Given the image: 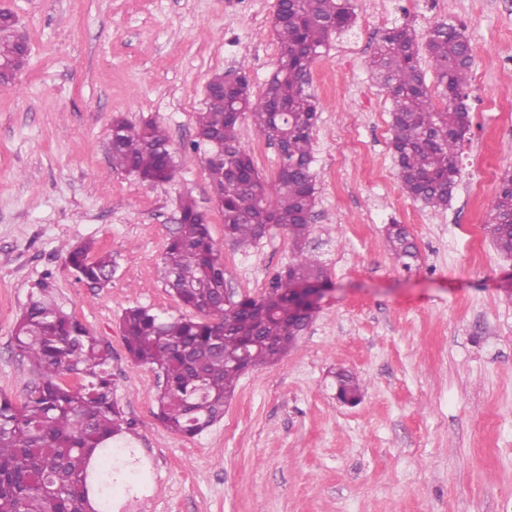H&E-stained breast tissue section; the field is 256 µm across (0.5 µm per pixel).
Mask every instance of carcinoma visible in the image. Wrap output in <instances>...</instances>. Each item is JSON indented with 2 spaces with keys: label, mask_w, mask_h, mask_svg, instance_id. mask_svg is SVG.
Listing matches in <instances>:
<instances>
[{
  "label": "carcinoma",
  "mask_w": 512,
  "mask_h": 512,
  "mask_svg": "<svg viewBox=\"0 0 512 512\" xmlns=\"http://www.w3.org/2000/svg\"><path fill=\"white\" fill-rule=\"evenodd\" d=\"M279 21L272 24L279 46L277 69L257 95L243 102L207 99L195 113V146L208 151L206 169L215 202L224 216V239L248 249L265 237L263 222L287 230L294 258L276 272L268 294L224 300V264L213 243L206 215L184 199L180 223L163 253L169 292L196 318H167L145 307L121 316L131 359L162 373L157 418L169 429L194 437L224 416L239 379L249 369L277 362L294 347L303 320L290 289L326 279V269L309 250L318 188L312 171L313 132L318 106L297 78L314 63L334 33L350 31L356 19L352 0H279ZM25 35L11 15L0 16V90L15 85L28 54ZM464 26L441 21L419 42L408 25L384 31L370 61L376 82L390 100L391 140L398 177L405 193L423 207H448L460 174L458 154L471 127L465 99L473 61ZM429 57L436 79L430 90L421 67ZM441 97L438 109L433 93ZM277 102L288 111L273 112ZM252 119L260 137L279 156L275 179H261L237 128ZM108 150L112 168L145 186L170 181L177 163L164 129L154 121L139 127L115 119ZM482 230L497 250L512 256V172L498 185L489 222ZM388 251L405 267L418 250L406 228L385 230ZM88 243L66 251V263L79 279L105 281L112 256H93ZM18 351L37 375L18 404L0 395V512H114L112 485L135 470L133 448H114L128 431L114 399L111 354L74 316L62 311L42 290L30 300L13 335ZM76 378L75 385L64 381ZM364 388L348 370L336 372V398L356 405Z\"/></svg>",
  "instance_id": "obj_1"
}]
</instances>
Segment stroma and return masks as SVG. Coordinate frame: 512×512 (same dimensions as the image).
<instances>
[{
  "label": "stroma",
  "instance_id": "1",
  "mask_svg": "<svg viewBox=\"0 0 512 512\" xmlns=\"http://www.w3.org/2000/svg\"><path fill=\"white\" fill-rule=\"evenodd\" d=\"M454 2L446 14L434 0H386L376 23L354 0L353 29L312 64V245L334 290L298 345L247 371L223 418L187 437L157 419L160 378L131 360L120 317L133 306L189 316L161 261L181 199L206 214L233 297L266 294L294 257L279 226L245 251L225 242L205 155L191 146L214 74L246 69L258 94L274 72L276 0H0L30 47L15 88L0 92V393L25 397L33 375L12 336L31 295L47 289L111 352L125 444L142 462L137 493L113 485L116 512H512V258L464 233L468 187L483 182L493 202L512 170V132H498L485 107L512 100V0ZM449 18L473 49L472 125L451 200L434 211L401 188L391 133L375 128L389 100L369 61L386 28L408 22L423 39ZM346 41L361 53H337ZM116 118L165 128L178 161L171 181L147 187L113 170ZM238 133L273 180L276 149L251 119ZM356 138L367 150H354ZM381 168L387 180L374 179ZM393 223L417 245L411 268L387 250ZM78 243L111 252L108 282L68 268ZM339 368L365 380L360 404L337 400Z\"/></svg>",
  "mask_w": 512,
  "mask_h": 512
}]
</instances>
